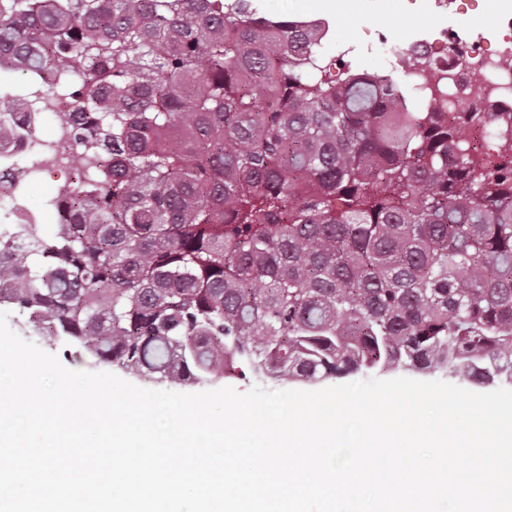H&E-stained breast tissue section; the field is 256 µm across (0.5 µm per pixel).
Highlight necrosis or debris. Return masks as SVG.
<instances>
[{
  "mask_svg": "<svg viewBox=\"0 0 512 512\" xmlns=\"http://www.w3.org/2000/svg\"><path fill=\"white\" fill-rule=\"evenodd\" d=\"M493 17L487 29L462 31L441 25L401 40L389 29H379L375 45L385 59L402 65L405 56L416 63L408 69L411 85L426 100L437 101L443 112L512 113V0H485ZM41 80H33V92L20 97L0 89V198L12 201V224H37L40 211L23 200L30 177L44 159L58 166L70 165L73 151L67 132L55 127L51 136L40 132L46 110L71 111L67 102L52 108L34 103Z\"/></svg>",
  "mask_w": 512,
  "mask_h": 512,
  "instance_id": "1",
  "label": "necrosis or debris"
}]
</instances>
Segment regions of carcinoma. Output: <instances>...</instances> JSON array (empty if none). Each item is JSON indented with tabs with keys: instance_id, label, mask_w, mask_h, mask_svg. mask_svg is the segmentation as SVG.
<instances>
[{
	"instance_id": "1",
	"label": "carcinoma",
	"mask_w": 512,
	"mask_h": 512,
	"mask_svg": "<svg viewBox=\"0 0 512 512\" xmlns=\"http://www.w3.org/2000/svg\"><path fill=\"white\" fill-rule=\"evenodd\" d=\"M74 112L76 186L0 304L172 384L363 369L512 376V163L494 115L323 70L253 0H0V54Z\"/></svg>"
}]
</instances>
